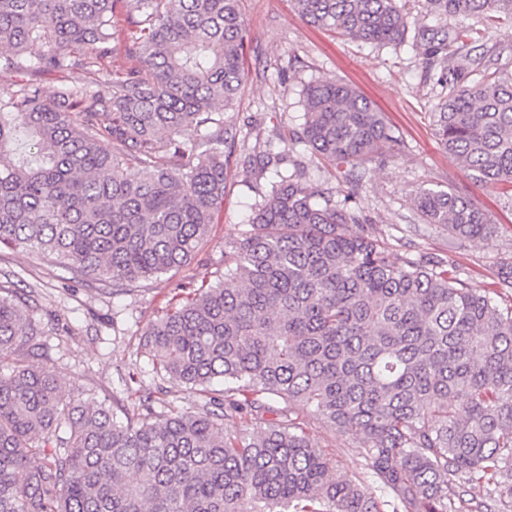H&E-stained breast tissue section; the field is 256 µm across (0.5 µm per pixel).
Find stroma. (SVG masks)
<instances>
[{
    "instance_id": "obj_1",
    "label": "stroma",
    "mask_w": 512,
    "mask_h": 512,
    "mask_svg": "<svg viewBox=\"0 0 512 512\" xmlns=\"http://www.w3.org/2000/svg\"><path fill=\"white\" fill-rule=\"evenodd\" d=\"M249 35L247 79L232 113L238 151L250 152L267 141H278L298 128L304 85L321 78L349 83L384 113L398 142L384 156L366 162L360 184L346 182L343 167L297 145L310 182L332 193L336 202L356 201L363 215L394 249L409 243L424 253H447L471 287L499 290L495 276L502 261L512 257V201L482 187L439 145L433 114L441 88L429 79L411 48L393 51L353 42L306 24L290 0H242ZM288 60L287 74L277 66ZM274 171L255 177L232 165L224 189V209L210 227L198 256L178 272L114 293L112 287L86 279L73 282L59 261L29 251L0 252V281L32 293L26 311L47 321L45 356L36 358L64 389H78L106 401L114 411L130 404V393L164 387L168 399L188 406L194 398L183 385L158 377L139 339L181 286L213 278L224 259V242L249 228L252 206L274 181ZM420 188L454 189L471 199L500 224L489 240L456 242L447 230L423 223L411 204ZM307 431L332 459L335 479L364 472L365 451L357 440L315 417Z\"/></svg>"
}]
</instances>
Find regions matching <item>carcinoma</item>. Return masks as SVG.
I'll use <instances>...</instances> for the list:
<instances>
[{"label":"carcinoma","instance_id":"cac0c4a2","mask_svg":"<svg viewBox=\"0 0 512 512\" xmlns=\"http://www.w3.org/2000/svg\"><path fill=\"white\" fill-rule=\"evenodd\" d=\"M114 2L0 0V69L67 77L51 95L23 79L0 99V250L117 284L179 271L209 236L248 33L241 0H129L119 44ZM292 3L314 27L409 42L442 64L438 140L512 198V72L488 45L512 0H425L432 24L411 0ZM122 54L137 65L113 67ZM303 109L295 142L354 180L397 142L336 79L304 86ZM283 160L269 142L242 165L261 175ZM276 177L251 230L224 243V271L141 334L153 368L195 392L186 408L161 386L121 417L65 392L28 364L44 335L23 312L29 295L0 283V361L13 358L0 372V512H512V306L470 287L448 255L393 252L302 163ZM413 207L458 241L499 230L452 189L423 188ZM306 414L356 437L371 479H331ZM233 415L246 423L234 436ZM462 479L497 499L456 497Z\"/></svg>","mask_w":512,"mask_h":512}]
</instances>
